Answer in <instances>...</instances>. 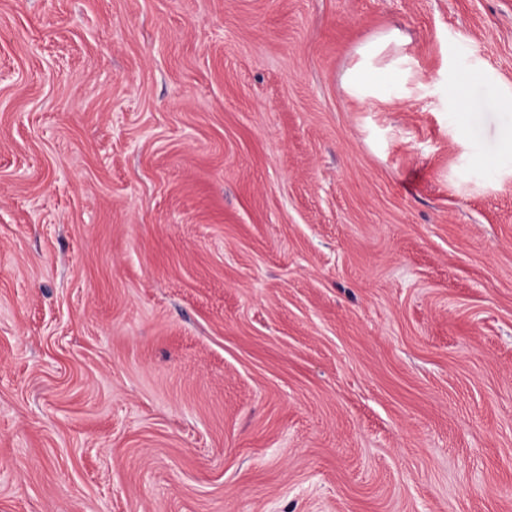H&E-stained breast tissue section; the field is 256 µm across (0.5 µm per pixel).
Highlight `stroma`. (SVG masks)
<instances>
[{
	"mask_svg": "<svg viewBox=\"0 0 512 512\" xmlns=\"http://www.w3.org/2000/svg\"><path fill=\"white\" fill-rule=\"evenodd\" d=\"M510 124L512 0H0V512H512ZM405 44L398 30L368 42L356 51L357 62L347 70L344 84L351 94L364 99L384 101L389 88L404 79L410 61L405 55L390 63L382 64L381 58L391 45Z\"/></svg>",
	"mask_w": 512,
	"mask_h": 512,
	"instance_id": "1",
	"label": "stroma"
}]
</instances>
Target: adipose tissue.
I'll list each match as a JSON object with an SVG mask.
<instances>
[{
  "mask_svg": "<svg viewBox=\"0 0 512 512\" xmlns=\"http://www.w3.org/2000/svg\"><path fill=\"white\" fill-rule=\"evenodd\" d=\"M399 31L368 42L357 50V62L347 70L344 84L349 92L364 99L386 100L389 88L404 79L408 57L382 63L383 54L390 46L402 45Z\"/></svg>",
  "mask_w": 512,
  "mask_h": 512,
  "instance_id": "obj_1",
  "label": "adipose tissue"
}]
</instances>
